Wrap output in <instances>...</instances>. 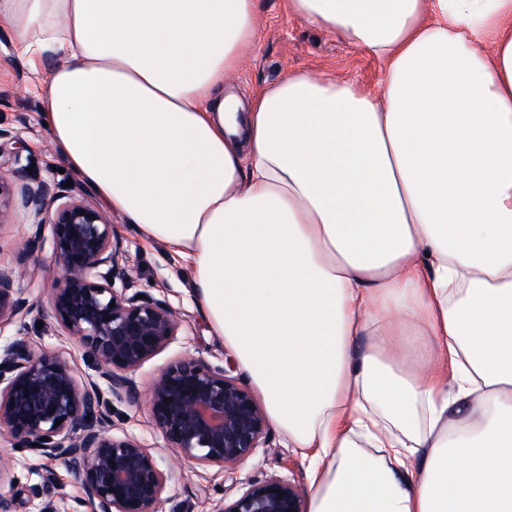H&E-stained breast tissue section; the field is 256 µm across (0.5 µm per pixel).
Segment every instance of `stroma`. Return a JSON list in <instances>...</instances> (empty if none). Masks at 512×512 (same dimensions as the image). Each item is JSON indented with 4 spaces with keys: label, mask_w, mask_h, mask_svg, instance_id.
Listing matches in <instances>:
<instances>
[{
    "label": "stroma",
    "mask_w": 512,
    "mask_h": 512,
    "mask_svg": "<svg viewBox=\"0 0 512 512\" xmlns=\"http://www.w3.org/2000/svg\"><path fill=\"white\" fill-rule=\"evenodd\" d=\"M259 32L252 57L226 80L225 89L249 99L256 87L273 82L289 72L324 71L355 81L371 92L380 79V66L371 56L347 41L307 25L291 15L285 0H258ZM42 74L32 70L27 58L16 50L9 27L0 25V128L18 132V139L0 140V167L13 164L35 166L48 179L72 182L71 172H59V159L40 122ZM32 218L22 207H15L8 223L0 224V267L24 265L28 274L22 282L32 310L29 314L0 324V342L25 336L35 350L55 352L70 362L78 378L92 375V360L73 338L57 325L51 286L60 275L50 238L29 245ZM114 232L122 237L129 258L130 274L138 289L166 299L180 314L181 327L176 340L144 363L135 373L140 396L135 400H113V433L139 441L157 458L161 467H173L159 512H218L231 502L252 479L276 474L308 487L307 464L300 450L289 447L277 429H270L268 447L258 449L234 470L176 462L156 428L146 393L158 374L169 363L191 354L211 365H232L233 374L245 378L241 367L233 366V356L223 340L212 336L204 315L190 294L185 267L162 247L142 240L120 218H113ZM0 456L8 459L9 469L0 477V491L13 495L18 512H37L31 500L32 486L42 487L45 495L62 499L64 512H91L84 501L82 482L76 470L60 461L14 451L9 436H0Z\"/></svg>",
    "instance_id": "35a3bbf8"
}]
</instances>
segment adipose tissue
I'll return each mask as SVG.
<instances>
[{
	"instance_id": "obj_1",
	"label": "adipose tissue",
	"mask_w": 512,
	"mask_h": 512,
	"mask_svg": "<svg viewBox=\"0 0 512 512\" xmlns=\"http://www.w3.org/2000/svg\"><path fill=\"white\" fill-rule=\"evenodd\" d=\"M376 92L224 80L257 0H0L66 168L185 262L309 512H512V0H286ZM364 349H357L360 337Z\"/></svg>"
}]
</instances>
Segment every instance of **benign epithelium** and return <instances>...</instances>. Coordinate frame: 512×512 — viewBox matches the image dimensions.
<instances>
[{
    "label": "benign epithelium",
    "instance_id": "7a95c632",
    "mask_svg": "<svg viewBox=\"0 0 512 512\" xmlns=\"http://www.w3.org/2000/svg\"><path fill=\"white\" fill-rule=\"evenodd\" d=\"M13 191L33 216L30 242L51 226L61 265L55 319L86 349L95 376L79 381L66 358L36 352L24 338L0 345V434L75 469L92 512H157L172 472L138 441L111 434V399L138 396L133 374L176 340L181 319L166 300L134 288L123 241L90 200L25 166L1 170V224ZM25 275L0 268V322L30 312L19 286ZM148 400L155 426L182 461L232 470L268 445L262 407L222 366L185 354L158 374ZM219 512H307V504L299 485L269 475Z\"/></svg>",
    "mask_w": 512,
    "mask_h": 512
}]
</instances>
